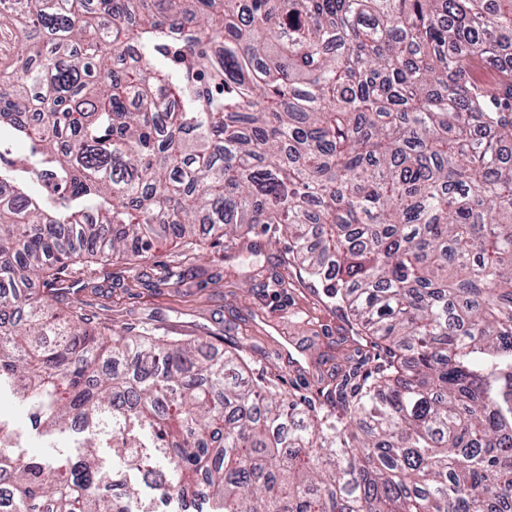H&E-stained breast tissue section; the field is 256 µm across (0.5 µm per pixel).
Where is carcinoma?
<instances>
[{"label":"carcinoma","mask_w":512,"mask_h":512,"mask_svg":"<svg viewBox=\"0 0 512 512\" xmlns=\"http://www.w3.org/2000/svg\"><path fill=\"white\" fill-rule=\"evenodd\" d=\"M0 512H512V0H0ZM480 62L504 92L474 84ZM28 143V153L12 154ZM275 226L383 342L323 410L60 285ZM0 419L13 424L21 434L22 449L27 455L52 454L63 457L75 453L69 434L58 436L52 443L32 432L28 427V411L18 403L7 388L0 391ZM63 454V455H62Z\"/></svg>","instance_id":"carcinoma-1"}]
</instances>
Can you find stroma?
I'll list each match as a JSON object with an SVG mask.
<instances>
[{
    "label": "stroma",
    "instance_id": "35a3bbf8",
    "mask_svg": "<svg viewBox=\"0 0 512 512\" xmlns=\"http://www.w3.org/2000/svg\"><path fill=\"white\" fill-rule=\"evenodd\" d=\"M176 256L171 244L156 245L137 279L119 264L96 266L80 296L98 322L240 349L252 378L327 409L336 404L337 379L358 380L384 357L381 345L334 306L320 284L289 266L281 234L253 229L223 251L180 266V284L162 282ZM0 420L19 430L26 454L74 451L70 435L49 443L32 432L27 409L6 388L0 390Z\"/></svg>",
    "mask_w": 512,
    "mask_h": 512
}]
</instances>
